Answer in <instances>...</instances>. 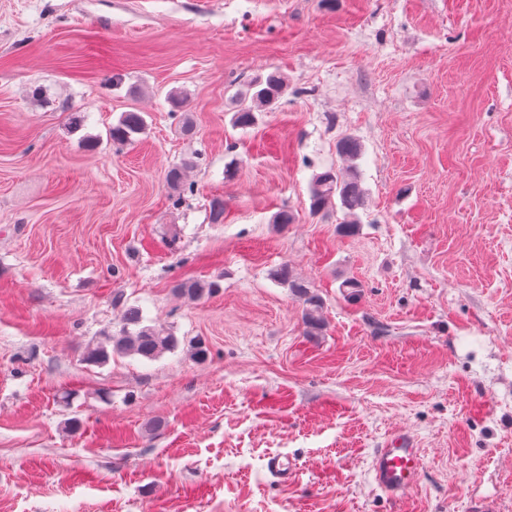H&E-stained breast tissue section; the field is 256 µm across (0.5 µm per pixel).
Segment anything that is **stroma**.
I'll return each mask as SVG.
<instances>
[{"mask_svg":"<svg viewBox=\"0 0 512 512\" xmlns=\"http://www.w3.org/2000/svg\"><path fill=\"white\" fill-rule=\"evenodd\" d=\"M275 69L279 108L232 127ZM345 136L350 235L310 210ZM131 305L179 348L86 362ZM397 429L422 469L394 500L371 463ZM0 512H512V0H0ZM287 93L288 81L278 70L254 79L236 96L232 124L242 129L253 126L255 112H268L278 107ZM146 128V119L140 112H125L108 131L109 140L116 144H128ZM195 166L192 159L184 160L180 165L172 167L167 174V182L171 186L175 199L174 202H181V194L186 190L185 179L189 169ZM268 275L275 283L290 288L291 292L302 301L307 334L312 335L321 331L324 326L323 302L317 294L311 291V287L304 281L295 278L288 270V265L271 269ZM220 288L217 282L210 280L191 279L176 283L174 292L181 298L191 301H199L215 294Z\"/></svg>","mask_w":512,"mask_h":512,"instance_id":"stroma-1","label":"stroma"}]
</instances>
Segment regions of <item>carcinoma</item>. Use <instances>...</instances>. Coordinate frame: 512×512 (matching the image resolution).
<instances>
[{"instance_id": "carcinoma-1", "label": "carcinoma", "mask_w": 512, "mask_h": 512, "mask_svg": "<svg viewBox=\"0 0 512 512\" xmlns=\"http://www.w3.org/2000/svg\"><path fill=\"white\" fill-rule=\"evenodd\" d=\"M288 93V81L278 70L264 77L256 78L246 85V89L236 96V105L232 115V124L237 128H249L256 122V113L267 112L281 104ZM146 128V119L139 112H125L118 122L108 131L109 140L116 144H128L135 141V136ZM339 152L353 161L361 155V144L352 137H344L338 142ZM195 166L191 159L171 168L167 174V182L171 186L173 202H181V194L186 190L185 179L189 169ZM339 199L347 220L345 230L354 232L358 228V210L365 205V190L357 169L353 168L344 176H340L333 168L315 175L311 187V208L320 213ZM275 283L286 286L298 297L304 307V324L307 333L316 334L323 329L322 299L311 291L310 286L295 278L288 266L281 265L269 272ZM220 285L210 280L191 279L176 283L174 292L181 298L199 301L215 294ZM176 337L150 325L143 324L142 311L137 306L126 308L123 323L119 332L105 337V340L88 348L86 360L95 364H105L116 355L139 356L153 360L166 352L178 348Z\"/></svg>"}]
</instances>
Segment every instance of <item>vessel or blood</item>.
Masks as SVG:
<instances>
[{
  "label": "vessel or blood",
  "mask_w": 512,
  "mask_h": 512,
  "mask_svg": "<svg viewBox=\"0 0 512 512\" xmlns=\"http://www.w3.org/2000/svg\"><path fill=\"white\" fill-rule=\"evenodd\" d=\"M421 467L420 450L413 435L395 432L372 460L373 479L387 496L396 498L417 481Z\"/></svg>",
  "instance_id": "vessel-or-blood-1"
}]
</instances>
